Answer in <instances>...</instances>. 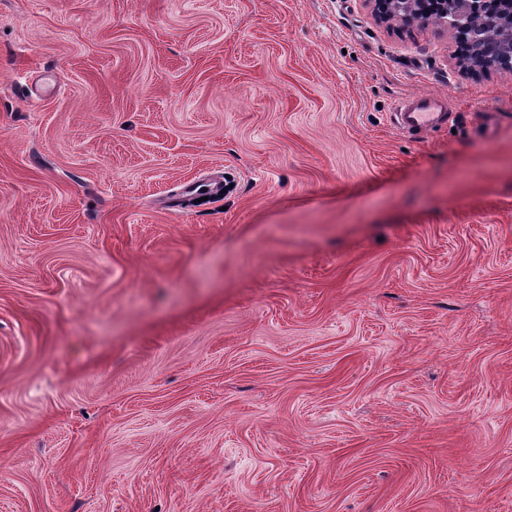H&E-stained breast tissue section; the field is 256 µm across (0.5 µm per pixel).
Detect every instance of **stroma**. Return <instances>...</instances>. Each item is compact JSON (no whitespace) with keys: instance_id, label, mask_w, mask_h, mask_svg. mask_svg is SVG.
<instances>
[{"instance_id":"1","label":"stroma","mask_w":512,"mask_h":512,"mask_svg":"<svg viewBox=\"0 0 512 512\" xmlns=\"http://www.w3.org/2000/svg\"><path fill=\"white\" fill-rule=\"evenodd\" d=\"M372 9L0 0V512H512V74ZM431 100L415 99L397 103L389 115L392 124L401 129L427 131L434 123Z\"/></svg>"}]
</instances>
